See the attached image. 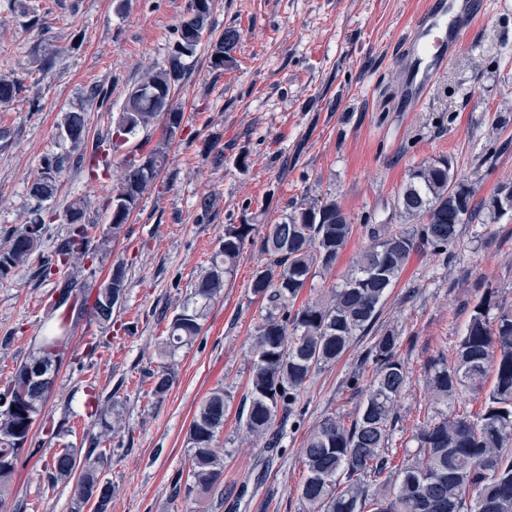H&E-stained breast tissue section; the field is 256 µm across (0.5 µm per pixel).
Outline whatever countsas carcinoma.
<instances>
[{
    "instance_id": "1",
    "label": "carcinoma",
    "mask_w": 512,
    "mask_h": 512,
    "mask_svg": "<svg viewBox=\"0 0 512 512\" xmlns=\"http://www.w3.org/2000/svg\"><path fill=\"white\" fill-rule=\"evenodd\" d=\"M211 0H191L189 16L177 29L167 64L157 68L128 94L123 112L115 120L112 138L92 152L90 177L109 168L112 154L128 137L166 118V142L147 153L124 158L123 179L111 189L112 231L118 232L150 182L167 161V141L182 126L183 112L172 104L173 90L184 72V59L203 43ZM237 33L226 29L207 43L212 67L233 61ZM17 80L0 77V103L18 93ZM85 113H65L60 137L70 142L84 159ZM72 155L47 159L41 175L31 185L37 199L57 190V175ZM397 208L418 223L415 230L391 226L372 232V242L355 261L353 273L332 290L330 301L295 306L296 298L318 269L336 263L353 232V225L334 201L298 208L280 224L271 225L261 238L266 262L254 272L251 293L266 301L264 314L251 344V376L246 404L239 412L246 430L266 440L274 449L279 435L273 431L281 410H291L315 371L336 362L358 333H367L378 316L379 304L398 278L411 254L422 244L444 254L459 239L460 225L487 213L495 220L512 210V189H499L488 199H476L475 188L441 158L413 169L397 198ZM68 238L59 248L62 265L88 244L79 225L86 223L84 206L75 202L66 213ZM43 217H32L10 247L0 251V281L25 267L40 247ZM256 225L229 224L224 239L210 258V267L197 281L181 309L169 323L162 352L170 357L199 335L206 308L224 289L226 276L235 268L245 245L254 243ZM490 300L478 302L453 358L440 356L430 366L427 386L430 401L447 407L420 423L417 447L402 462H392L390 442L395 425L394 405L401 395L407 372L399 358L400 333L387 329L375 337L366 352L372 377L355 418L326 417L307 434L302 448L305 478L300 488L306 512H512V305L496 307L488 316ZM65 324L48 328L39 344L22 358L11 376L8 392L16 410L0 407V505L11 493L18 456L24 450L33 424L41 415L53 387L35 385L36 370L52 377L56 360L70 343ZM493 384L476 412L451 410L457 402L476 396L488 377ZM167 366L154 374L153 393L163 397L173 384ZM230 396L215 388L200 404L189 427V474L185 493L207 492L224 482V462L214 448L224 429ZM84 460L75 485L71 512H83L95 501L94 512H110V486L100 477L103 460L93 451L68 446L50 464L55 481L68 480L78 460Z\"/></svg>"
}]
</instances>
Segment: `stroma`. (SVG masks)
Segmentation results:
<instances>
[{"mask_svg": "<svg viewBox=\"0 0 512 512\" xmlns=\"http://www.w3.org/2000/svg\"><path fill=\"white\" fill-rule=\"evenodd\" d=\"M189 0H28L0 6V74L21 78L0 104V249L32 211L45 232L28 265L0 282V392L57 316L61 293L94 291L113 267L125 295L112 322L70 310L72 343L16 462L0 512H70L72 487L48 469L59 448H94L111 483V512H303L299 496L308 431L329 416L354 415L371 378L361 358L374 336L400 331L407 384L395 407L396 458L430 403L431 363L454 349L480 300L512 304V211L493 224H465L450 254L413 252L366 334L317 370L282 423L278 448L246 435L238 419L249 387L251 342L262 302L250 282L264 257L247 246L193 342L169 360L159 338L189 297L229 224L265 235L297 207L333 200L353 224L335 265L317 270L300 301L327 299L371 242V227L400 224L396 199L410 171L448 158L486 198L512 187V0H486L466 46L434 77L423 102L403 91L404 44L426 0H212L213 36L234 29L233 61L213 69L206 47L185 61L173 100L184 114L168 160L127 224L113 232L109 191L124 171L113 159L104 184L66 166L54 197L30 187L45 161L65 151V112L86 108L85 150L112 134L133 86L163 65ZM105 104L87 103L92 86ZM246 165H239V157ZM83 201L93 224L85 255L57 262L66 210ZM168 364L175 381L152 393ZM359 386H352V377ZM231 397L215 442L224 483L205 495L176 493L188 475L187 432L209 393Z\"/></svg>", "mask_w": 512, "mask_h": 512, "instance_id": "35a3bbf8", "label": "stroma"}]
</instances>
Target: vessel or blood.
<instances>
[{"label": "vessel or blood", "mask_w": 512, "mask_h": 512, "mask_svg": "<svg viewBox=\"0 0 512 512\" xmlns=\"http://www.w3.org/2000/svg\"><path fill=\"white\" fill-rule=\"evenodd\" d=\"M483 0H428L406 42L407 69L412 80L407 87L415 102H422L434 74L451 57L452 49L468 40Z\"/></svg>", "instance_id": "b4317fda"}]
</instances>
